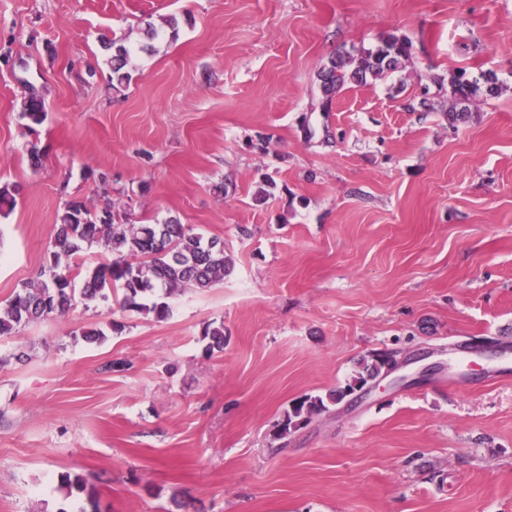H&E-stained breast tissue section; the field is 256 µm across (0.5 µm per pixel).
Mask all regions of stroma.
<instances>
[{"label": "stroma", "instance_id": "stroma-1", "mask_svg": "<svg viewBox=\"0 0 512 512\" xmlns=\"http://www.w3.org/2000/svg\"><path fill=\"white\" fill-rule=\"evenodd\" d=\"M386 34L404 68L323 103V65ZM459 69L498 94L454 128L447 98L407 110ZM4 184L0 308L73 200L233 266L162 320L113 293L0 337V512H76L67 474L101 512H512V0H0ZM382 351L401 373L279 437Z\"/></svg>", "mask_w": 512, "mask_h": 512}]
</instances>
